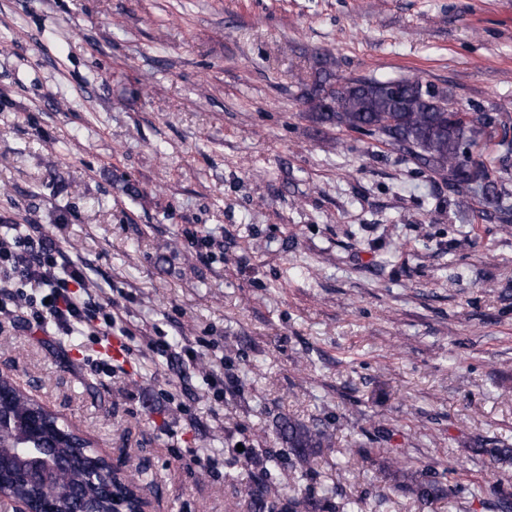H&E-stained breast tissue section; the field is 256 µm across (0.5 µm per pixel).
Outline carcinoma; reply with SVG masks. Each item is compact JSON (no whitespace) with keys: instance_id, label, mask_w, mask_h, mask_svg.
Masks as SVG:
<instances>
[{"instance_id":"obj_1","label":"carcinoma","mask_w":512,"mask_h":512,"mask_svg":"<svg viewBox=\"0 0 512 512\" xmlns=\"http://www.w3.org/2000/svg\"><path fill=\"white\" fill-rule=\"evenodd\" d=\"M301 99L322 124L368 135L416 161L433 174L448 179L451 190L464 189L484 206L482 215L512 224V191L496 176V164L512 157V117L491 116L456 101L445 89L418 77L378 79L341 78L326 59L310 82L302 83ZM0 412L10 430L0 434V448L55 450L54 458L70 469L72 486L58 493L59 512L94 508L112 512V502L94 498L89 482L88 460L80 448L92 445L64 419L25 394L9 377L0 378ZM277 429L301 473L312 471L310 457L331 445L332 435L318 425L284 417ZM247 462L260 468L257 475L239 481V493L252 512H324L328 504L308 493L288 494V484L276 477L279 456L264 450L252 453ZM394 476L414 485L421 507L427 508L447 494L441 484L422 477L399 459L392 460ZM4 497H21L35 503L46 489L6 483Z\"/></svg>"}]
</instances>
